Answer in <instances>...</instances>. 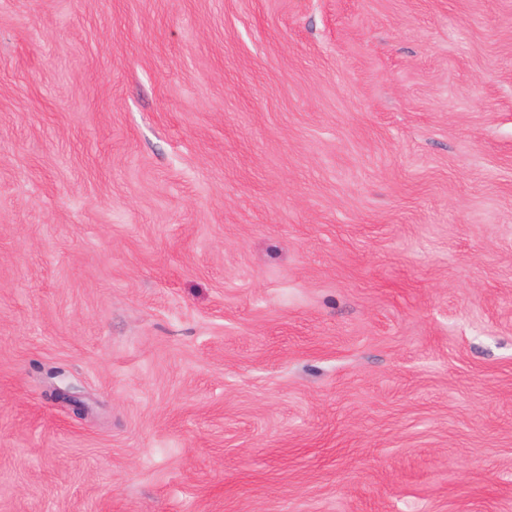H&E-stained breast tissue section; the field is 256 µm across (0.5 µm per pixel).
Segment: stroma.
<instances>
[{"instance_id": "1", "label": "stroma", "mask_w": 512, "mask_h": 512, "mask_svg": "<svg viewBox=\"0 0 512 512\" xmlns=\"http://www.w3.org/2000/svg\"><path fill=\"white\" fill-rule=\"evenodd\" d=\"M0 512H512V0H0Z\"/></svg>"}]
</instances>
